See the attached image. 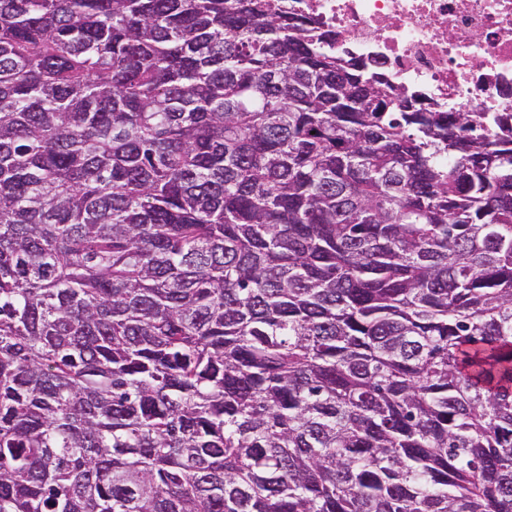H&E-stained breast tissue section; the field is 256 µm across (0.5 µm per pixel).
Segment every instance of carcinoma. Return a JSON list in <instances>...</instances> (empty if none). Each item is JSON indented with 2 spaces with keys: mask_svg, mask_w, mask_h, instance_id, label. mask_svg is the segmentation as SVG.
<instances>
[{
  "mask_svg": "<svg viewBox=\"0 0 512 512\" xmlns=\"http://www.w3.org/2000/svg\"><path fill=\"white\" fill-rule=\"evenodd\" d=\"M272 0H0V512H512V112Z\"/></svg>",
  "mask_w": 512,
  "mask_h": 512,
  "instance_id": "cac0c4a2",
  "label": "carcinoma"
}]
</instances>
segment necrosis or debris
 Returning a JSON list of instances; mask_svg holds the SVG:
<instances>
[{
	"label": "necrosis or debris",
	"mask_w": 512,
	"mask_h": 512,
	"mask_svg": "<svg viewBox=\"0 0 512 512\" xmlns=\"http://www.w3.org/2000/svg\"><path fill=\"white\" fill-rule=\"evenodd\" d=\"M418 102L512 112V0H283Z\"/></svg>",
	"instance_id": "obj_1"
}]
</instances>
